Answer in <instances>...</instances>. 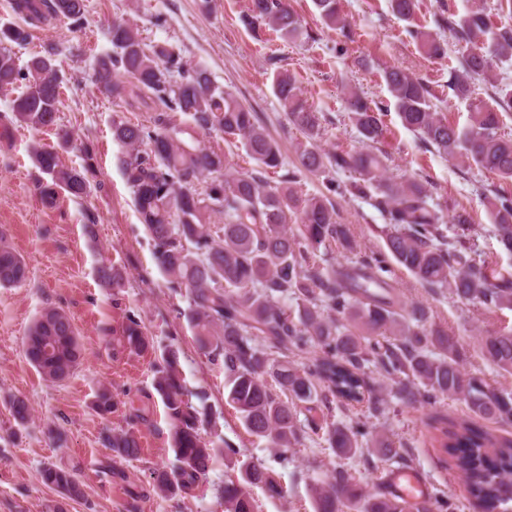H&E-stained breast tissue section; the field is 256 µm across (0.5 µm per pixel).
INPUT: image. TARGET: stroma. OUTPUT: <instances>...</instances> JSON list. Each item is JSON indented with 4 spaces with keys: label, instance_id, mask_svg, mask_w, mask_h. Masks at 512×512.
Here are the masks:
<instances>
[{
    "label": "stroma",
    "instance_id": "stroma-1",
    "mask_svg": "<svg viewBox=\"0 0 512 512\" xmlns=\"http://www.w3.org/2000/svg\"><path fill=\"white\" fill-rule=\"evenodd\" d=\"M289 2L308 32L296 41L265 27L255 31L245 27L240 17L248 0H87L82 26L52 20L31 27L26 45L13 46L22 64L46 45L59 47L56 64L63 85L58 116L73 135L72 144L60 156L66 166L81 167L80 148L89 146L97 157V173L83 200L62 193L54 205L45 204L38 189L44 176L33 164L28 146L34 140L54 145L58 138L54 131L14 122L10 107L19 91L0 89V126L9 127L8 136L0 138V240L28 265L24 283L0 288V512H54L58 495L38 480L40 468L47 463L72 469L84 490L82 498L63 502L65 512H224L215 489L225 478L237 475L239 464L221 454L212 463L206 486L193 495L165 500L151 491L153 470L170 464L174 456L165 406L153 388L151 357L112 356L113 333L131 312L140 314L157 348L180 346L187 391L206 395L208 438L223 437L245 458L271 455L265 440L249 435L226 404L224 370L209 363L199 350L189 323L180 314L187 301L166 288L151 241L138 220L120 169L112 123L146 121L153 104L148 99H112L92 83L96 57L111 48L108 31L113 20L131 21L145 43L176 45L191 63L205 66L216 84L257 112L288 157L302 135L288 123L272 92L277 68L296 75L309 103L321 112L320 144L330 152L360 149L359 135L345 114L344 89L353 86L364 91L388 111L389 131L382 146L387 175L425 177L435 203L467 209L477 253L512 272V256L500 250L483 205L488 190L512 197V181L426 149L401 125L380 77L383 68L396 65L425 78L437 111L450 123L465 124L467 106L449 97L445 83L449 68L459 67L461 60V44L449 34L447 22L463 12L466 0H418L416 24L445 36L448 44L446 57L438 61L419 54L405 22L393 15L388 0H341L353 31L352 38L345 40L321 23L311 0ZM353 178V173L334 168L301 176L299 188L306 194H329L339 221L349 225L355 236L352 257L357 260L382 249L385 221L371 199L345 192ZM91 219L96 222L92 239L83 230ZM103 263L124 271L122 288L100 286L96 269ZM392 276L405 297L428 305L433 321L449 333L466 337L476 327L485 332L512 327L510 310L458 303L447 290L430 291L399 268L393 269ZM48 306L62 307L70 314L83 346L74 373L56 383L44 380L23 350L29 326ZM102 385L121 403L107 420L91 407ZM13 396L26 397L33 406L26 427L17 426L9 413L8 400ZM135 406L146 407L150 427L143 432L140 459L121 460L104 447L101 434L125 426ZM470 416L465 402L455 398L433 406L390 401L386 412L370 417L368 424L402 442L405 462L401 465L340 458L324 438H307L290 451L287 463L272 465L282 495L255 489L256 512H313V478L338 467L371 491L397 469L413 471L430 492L443 493L449 502L447 512H470L463 477L446 464V454L434 440L436 428ZM131 483L143 491L135 502L126 494Z\"/></svg>",
    "mask_w": 512,
    "mask_h": 512
}]
</instances>
